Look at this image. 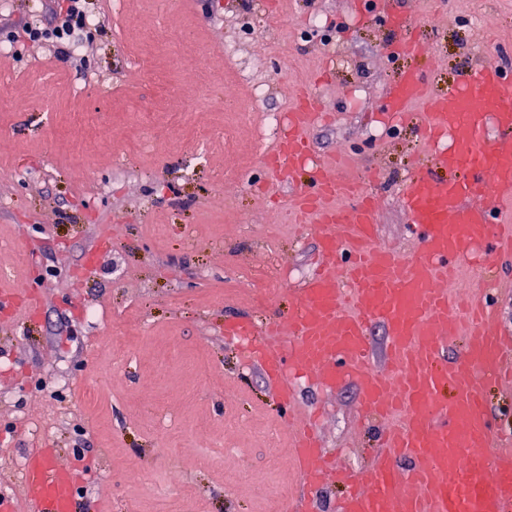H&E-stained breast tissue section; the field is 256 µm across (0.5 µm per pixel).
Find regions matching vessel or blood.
<instances>
[{
	"label": "vessel or blood",
	"mask_w": 512,
	"mask_h": 512,
	"mask_svg": "<svg viewBox=\"0 0 512 512\" xmlns=\"http://www.w3.org/2000/svg\"><path fill=\"white\" fill-rule=\"evenodd\" d=\"M387 96L395 115L415 102L425 107L419 136L429 166L415 170L401 199L416 229L413 252L379 242L374 195L347 179L344 162L313 158L307 132L318 114L303 90L264 164L288 182L308 172L284 203L317 214L316 267L287 320L266 326L264 342L248 320L226 323L224 334L277 381L283 404L294 399V377L326 387L349 380L362 416L396 418L364 473L331 462L310 430L296 428L302 485L333 476L352 487L337 512H512V437L486 411L489 384L512 383V340L493 294L501 285L495 257L512 258V74L484 61L437 91L413 70ZM480 249L485 288L450 294L459 261ZM378 324L388 336L383 373L369 340ZM460 335L462 352L448 358ZM22 483L27 512H72L74 475L46 452L27 455Z\"/></svg>",
	"instance_id": "b4317fda"
}]
</instances>
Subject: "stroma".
I'll return each mask as SVG.
<instances>
[{
    "instance_id": "stroma-1",
    "label": "stroma",
    "mask_w": 512,
    "mask_h": 512,
    "mask_svg": "<svg viewBox=\"0 0 512 512\" xmlns=\"http://www.w3.org/2000/svg\"><path fill=\"white\" fill-rule=\"evenodd\" d=\"M113 2L88 0L103 26L81 61L32 44L0 67V241L12 244L0 269L22 290L0 306V496L23 512L21 463L47 445L76 477L74 512H264V490L292 512L290 422L316 416L323 447L361 468L376 428L358 424L353 382L299 384L286 407L224 340L233 316L259 328L287 316L318 257L314 232L273 198L258 131L289 107V78L316 84L314 152L347 155L351 175L378 192L381 243L409 248L400 192L422 105L391 124L385 92L414 67L444 89L465 66L512 65V0H390L419 20L420 57L386 53L394 33L363 0H278L272 21L261 0H124L119 15ZM47 3L7 0L0 41ZM202 70L198 109L181 111L180 86ZM256 82L264 97L234 123L235 95ZM17 100L30 110H9ZM234 167L241 176H228ZM101 363L113 364L109 376ZM271 429L281 432L273 448Z\"/></svg>"
}]
</instances>
